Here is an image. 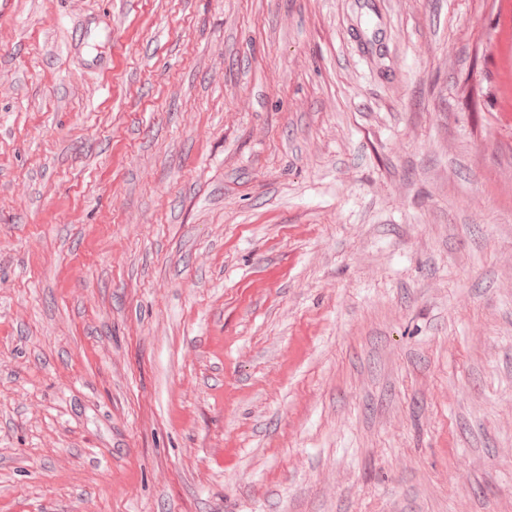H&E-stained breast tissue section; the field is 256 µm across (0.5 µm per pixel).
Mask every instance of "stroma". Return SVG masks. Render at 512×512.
Listing matches in <instances>:
<instances>
[{"mask_svg": "<svg viewBox=\"0 0 512 512\" xmlns=\"http://www.w3.org/2000/svg\"><path fill=\"white\" fill-rule=\"evenodd\" d=\"M500 7L0 8V512H512Z\"/></svg>", "mask_w": 512, "mask_h": 512, "instance_id": "obj_1", "label": "stroma"}]
</instances>
